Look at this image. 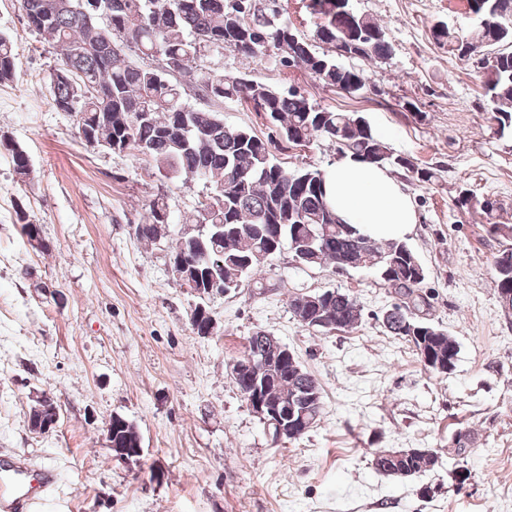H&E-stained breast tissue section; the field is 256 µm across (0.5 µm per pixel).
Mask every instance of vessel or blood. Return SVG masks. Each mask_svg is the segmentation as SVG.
<instances>
[{
    "mask_svg": "<svg viewBox=\"0 0 512 512\" xmlns=\"http://www.w3.org/2000/svg\"><path fill=\"white\" fill-rule=\"evenodd\" d=\"M56 477L53 468L30 469L10 451L0 449V512H34L42 491Z\"/></svg>",
    "mask_w": 512,
    "mask_h": 512,
    "instance_id": "1",
    "label": "vessel or blood"
}]
</instances>
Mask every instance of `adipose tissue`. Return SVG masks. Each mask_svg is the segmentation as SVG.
<instances>
[{"label":"adipose tissue","instance_id":"adipose-tissue-1","mask_svg":"<svg viewBox=\"0 0 512 512\" xmlns=\"http://www.w3.org/2000/svg\"><path fill=\"white\" fill-rule=\"evenodd\" d=\"M324 179L329 204L369 237L400 238L417 221L412 201L383 168L348 156L325 169Z\"/></svg>","mask_w":512,"mask_h":512}]
</instances>
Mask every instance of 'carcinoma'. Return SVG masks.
<instances>
[{"mask_svg":"<svg viewBox=\"0 0 512 512\" xmlns=\"http://www.w3.org/2000/svg\"><path fill=\"white\" fill-rule=\"evenodd\" d=\"M112 17L78 11V0H19L28 25L60 51L57 70L82 75L100 91L77 103L76 113L96 137L111 140L136 156L147 151L153 167L173 180H201L211 185L209 203H199L187 224L204 221L203 243L208 260L200 267L203 279L224 283V291L265 288L257 278L261 264L288 245L292 257L308 268L343 262L350 269L370 268L397 296L423 302L426 270L403 240L371 241L353 224L343 223L326 201L324 173L317 167L293 172L274 157L273 137L263 140L246 127L224 125L212 106L226 99L244 100L276 127L279 138L292 146L318 138L336 142L337 151L381 168L413 169L411 160L395 155L359 113L337 112L310 102L302 94L259 83L245 75L231 76L201 64L207 51L233 52L259 59L274 50L285 67H302L324 85L361 94L363 72L339 62L342 53L318 54L275 9L259 0H111ZM479 22L463 35L438 24L432 35L450 51L463 43L496 50L486 59V90L491 104L487 120L502 132L512 127V0H468ZM319 15L316 37L334 49L356 40L358 56L386 59L391 45L374 38L381 26L365 15L341 7L339 0H311ZM16 54L10 36L0 34V83L13 79ZM195 89L202 105L185 100L186 88ZM74 93L70 81H51V104L62 112ZM169 209L164 197L153 199L145 219L136 225V239L156 244ZM496 289L512 292V245L495 259ZM322 315L339 331L362 320V309L349 294L332 290L319 309L305 317V326ZM382 324L394 336L405 338L401 306L386 311ZM434 336L413 340L417 355L434 347L454 349V337L439 327ZM261 396L276 402L283 396L321 392L317 379L299 361L288 356L260 387ZM375 452L372 465L390 476L395 465Z\"/></svg>","mask_w":512,"mask_h":512,"instance_id":"1","label":"carcinoma"}]
</instances>
